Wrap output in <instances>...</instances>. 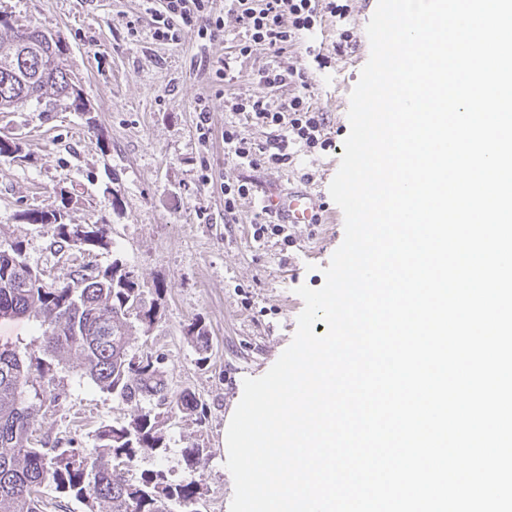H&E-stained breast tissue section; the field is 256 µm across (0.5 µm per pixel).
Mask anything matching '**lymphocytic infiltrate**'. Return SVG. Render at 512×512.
I'll list each match as a JSON object with an SVG mask.
<instances>
[{
    "mask_svg": "<svg viewBox=\"0 0 512 512\" xmlns=\"http://www.w3.org/2000/svg\"><path fill=\"white\" fill-rule=\"evenodd\" d=\"M243 31L235 50L247 55L262 50L269 59L256 77L257 91L231 106L236 120L225 123L224 160L236 166L281 168L292 164L291 146L309 151L334 149L328 136L327 117L314 105L312 77L306 66L285 62L284 56L300 36L321 26L324 15L344 17L346 6L336 0H230ZM225 13L214 10L210 0H163L161 8L145 7L136 16L134 28H146L153 40L174 43L184 26L196 27L201 40L217 44L224 40ZM294 87L293 96L275 97L278 88ZM269 128L266 140L245 135V125Z\"/></svg>",
    "mask_w": 512,
    "mask_h": 512,
    "instance_id": "f902f5d3",
    "label": "lymphocytic infiltrate"
}]
</instances>
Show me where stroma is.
<instances>
[{
	"mask_svg": "<svg viewBox=\"0 0 512 512\" xmlns=\"http://www.w3.org/2000/svg\"><path fill=\"white\" fill-rule=\"evenodd\" d=\"M346 3L343 20L325 17L290 51L313 71V101L339 143L350 130V94L370 56L366 26L378 0ZM141 9L142 0H0L1 15L61 36L90 105L86 112L31 106L0 112V139L19 147L0 155V242L21 241L29 263L47 281L60 282L71 264L55 254L52 226L26 223L24 214L59 210L67 224H109L111 245L98 253L97 264L134 269L158 311L149 332H136L135 350L162 356L171 388L190 389L205 403L203 412L166 421L165 455L142 456L134 471L163 468L177 478L183 448L209 449L199 509L230 512L234 483L225 466L224 418L244 379L263 376L291 343L304 307L297 287L323 285L322 270L344 238L339 220L301 225L288 243L277 236L254 240L253 200L307 186L321 195L325 210L336 211L329 185L341 153L302 151L281 169L225 163L220 133L235 118L231 103L256 91L265 54L234 59L230 88L212 85L197 66L196 29H182L172 44L156 42L147 30L128 28ZM343 30L355 48L339 53ZM202 96L214 131L206 144L196 131ZM238 178L253 182L255 196L240 200L231 215L224 211L222 185ZM193 322L206 329L208 351L186 336ZM53 376L62 400L41 414L43 433L74 428L89 444L98 427L140 411L99 390L78 361Z\"/></svg>",
	"mask_w": 512,
	"mask_h": 512,
	"instance_id": "1",
	"label": "stroma"
}]
</instances>
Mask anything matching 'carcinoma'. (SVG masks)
I'll return each instance as SVG.
<instances>
[{
  "label": "carcinoma",
  "mask_w": 512,
  "mask_h": 512,
  "mask_svg": "<svg viewBox=\"0 0 512 512\" xmlns=\"http://www.w3.org/2000/svg\"><path fill=\"white\" fill-rule=\"evenodd\" d=\"M60 43L39 51V65L14 83L5 87L0 79V100L72 105ZM53 229L58 252L79 234L77 224ZM109 233L107 224L89 230L84 249H107ZM30 316L39 322V336L22 350L0 348V512L62 510L64 499L83 504L85 512H173V505L198 512L207 449H183L179 481L163 469L133 477L141 456L166 450L161 414L148 410L127 423L103 425L90 448L76 433H40L42 409L60 405L45 378L72 358L85 377L123 403L154 401L167 414L198 409L195 392L169 387L161 357L133 349L136 326L147 330L157 319L138 277L117 263L102 270L79 264L63 282H42L22 242L0 245V319Z\"/></svg>",
  "instance_id": "carcinoma-1"
}]
</instances>
